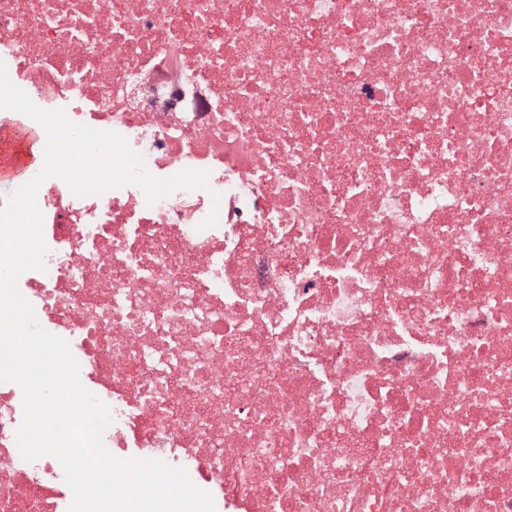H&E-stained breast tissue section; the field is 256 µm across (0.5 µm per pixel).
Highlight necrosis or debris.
Returning a JSON list of instances; mask_svg holds the SVG:
<instances>
[{
	"mask_svg": "<svg viewBox=\"0 0 512 512\" xmlns=\"http://www.w3.org/2000/svg\"><path fill=\"white\" fill-rule=\"evenodd\" d=\"M0 62L152 175L209 173L37 191L18 288L114 457L216 512H512V0H0ZM23 398L0 512H68Z\"/></svg>",
	"mask_w": 512,
	"mask_h": 512,
	"instance_id": "1",
	"label": "necrosis or debris"
}]
</instances>
